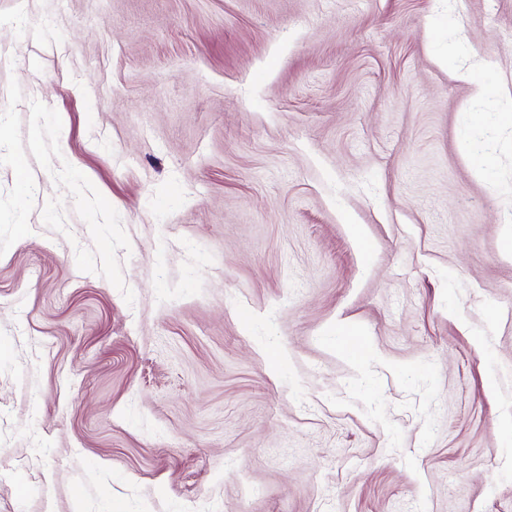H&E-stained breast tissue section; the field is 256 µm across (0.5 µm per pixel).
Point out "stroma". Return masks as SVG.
Returning <instances> with one entry per match:
<instances>
[{
    "label": "stroma",
    "mask_w": 512,
    "mask_h": 512,
    "mask_svg": "<svg viewBox=\"0 0 512 512\" xmlns=\"http://www.w3.org/2000/svg\"><path fill=\"white\" fill-rule=\"evenodd\" d=\"M488 63L512 0H0V512H512ZM490 75V71L485 70L482 74L466 73L462 74L463 79L469 81L480 94L494 93L498 97L505 98L506 100V112H512V90L504 92L502 89L493 86H488L485 82L484 77Z\"/></svg>",
    "instance_id": "35a3bbf8"
}]
</instances>
